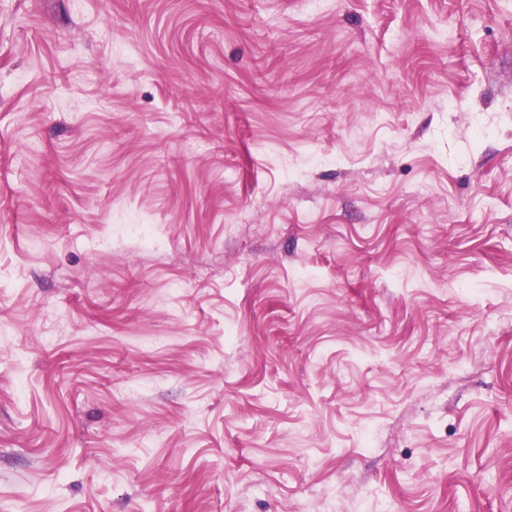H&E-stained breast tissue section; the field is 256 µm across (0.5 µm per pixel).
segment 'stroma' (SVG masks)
I'll return each instance as SVG.
<instances>
[{
  "label": "stroma",
  "mask_w": 512,
  "mask_h": 512,
  "mask_svg": "<svg viewBox=\"0 0 512 512\" xmlns=\"http://www.w3.org/2000/svg\"><path fill=\"white\" fill-rule=\"evenodd\" d=\"M0 512H512V0H0Z\"/></svg>",
  "instance_id": "obj_1"
}]
</instances>
